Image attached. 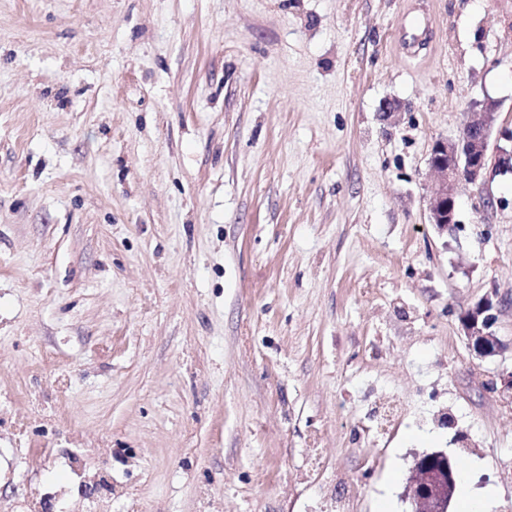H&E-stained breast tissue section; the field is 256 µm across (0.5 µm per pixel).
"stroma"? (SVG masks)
Instances as JSON below:
<instances>
[{"instance_id": "35a3bbf8", "label": "stroma", "mask_w": 512, "mask_h": 512, "mask_svg": "<svg viewBox=\"0 0 512 512\" xmlns=\"http://www.w3.org/2000/svg\"><path fill=\"white\" fill-rule=\"evenodd\" d=\"M487 100L512 0H0V512H512V173L429 221ZM491 291L461 317V327L467 349L486 359L502 353L503 344L497 335L498 301ZM411 512H447L456 492L455 468L444 451L416 458L407 485ZM459 495L467 506L466 512H492L493 503L490 499H478L471 496L469 492V478L465 472L460 477Z\"/></svg>"}]
</instances>
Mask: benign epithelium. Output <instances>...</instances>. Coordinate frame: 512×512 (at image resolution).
<instances>
[{
  "label": "benign epithelium",
  "instance_id": "1",
  "mask_svg": "<svg viewBox=\"0 0 512 512\" xmlns=\"http://www.w3.org/2000/svg\"><path fill=\"white\" fill-rule=\"evenodd\" d=\"M497 116L496 103L487 101L482 111L472 113L458 139L434 144L429 165L439 189L430 201L431 223L447 230L456 224L454 190L460 180L481 184L491 165L501 172H512V128L501 131L511 146L499 145L495 154H489ZM498 311L496 293L492 291L461 317L466 347L479 358L502 353L503 344L497 335ZM454 494L455 468L447 453L434 451L416 458L407 485L412 512H448Z\"/></svg>",
  "mask_w": 512,
  "mask_h": 512
}]
</instances>
